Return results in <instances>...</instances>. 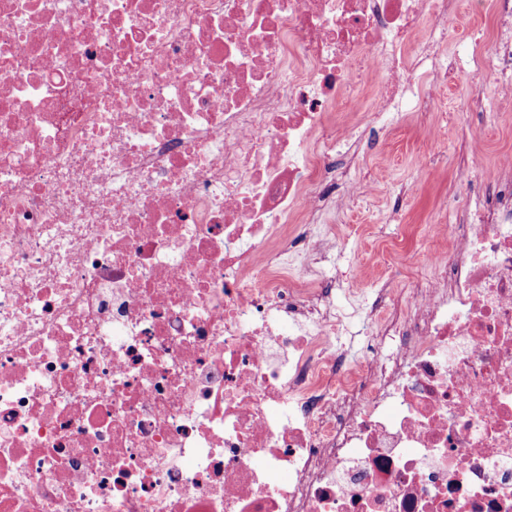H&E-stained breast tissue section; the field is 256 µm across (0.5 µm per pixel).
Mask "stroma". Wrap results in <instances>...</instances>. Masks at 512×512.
<instances>
[{
	"label": "stroma",
	"mask_w": 512,
	"mask_h": 512,
	"mask_svg": "<svg viewBox=\"0 0 512 512\" xmlns=\"http://www.w3.org/2000/svg\"><path fill=\"white\" fill-rule=\"evenodd\" d=\"M448 27L452 37L443 53L461 58L466 68L434 100L436 109L447 115L438 144L429 145L414 113L402 108L393 115L388 136L361 143V165L379 170L374 194L356 211L326 217L336 227L338 267L356 271L368 287H404V279L375 267L372 256L395 245L411 257L430 247L424 228L434 210L471 192L458 177L461 168L477 165L490 170L500 157L512 155V102L497 95L498 83L512 80V71L504 75L491 67L501 38L496 16L461 14L451 17ZM474 93L482 97L483 111H464L466 99ZM426 150L432 156L423 167L418 156Z\"/></svg>",
	"instance_id": "1"
}]
</instances>
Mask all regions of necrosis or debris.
Masks as SVG:
<instances>
[{"mask_svg": "<svg viewBox=\"0 0 512 512\" xmlns=\"http://www.w3.org/2000/svg\"><path fill=\"white\" fill-rule=\"evenodd\" d=\"M486 9L0 0V512H512V156L353 363L322 221Z\"/></svg>", "mask_w": 512, "mask_h": 512, "instance_id": "1", "label": "necrosis or debris"}]
</instances>
